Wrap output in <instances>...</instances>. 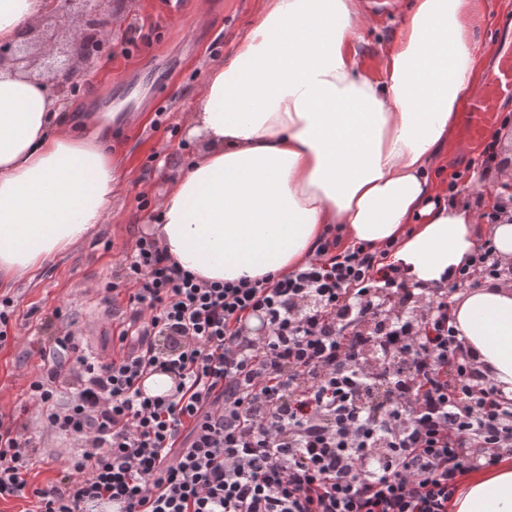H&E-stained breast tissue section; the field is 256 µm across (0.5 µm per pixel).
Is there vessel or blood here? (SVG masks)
Returning a JSON list of instances; mask_svg holds the SVG:
<instances>
[{"label":"vessel or blood","mask_w":512,"mask_h":512,"mask_svg":"<svg viewBox=\"0 0 512 512\" xmlns=\"http://www.w3.org/2000/svg\"><path fill=\"white\" fill-rule=\"evenodd\" d=\"M500 42L502 48L485 73L482 93L468 97L464 105L471 114L470 124L477 139L496 122L502 104L512 101V19H502Z\"/></svg>","instance_id":"vessel-or-blood-1"}]
</instances>
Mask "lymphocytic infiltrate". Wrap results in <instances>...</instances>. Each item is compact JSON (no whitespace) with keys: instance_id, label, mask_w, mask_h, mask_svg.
Listing matches in <instances>:
<instances>
[{"instance_id":"1","label":"lymphocytic infiltrate","mask_w":512,"mask_h":512,"mask_svg":"<svg viewBox=\"0 0 512 512\" xmlns=\"http://www.w3.org/2000/svg\"><path fill=\"white\" fill-rule=\"evenodd\" d=\"M335 233L300 269L206 282L139 237L122 283L133 318L117 358L73 333L29 385L48 425L80 440L58 483L31 487V439L0 425V499L36 512H448L466 473L512 455V397L476 369L447 289L399 317L406 271ZM507 270L484 240L455 287ZM376 346L374 361L360 350ZM80 388L58 399L67 357ZM160 372L173 384L147 393ZM385 454L369 463V449Z\"/></svg>"}]
</instances>
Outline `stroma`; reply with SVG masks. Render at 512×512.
Masks as SVG:
<instances>
[{
    "label": "stroma",
    "instance_id": "35a3bbf8",
    "mask_svg": "<svg viewBox=\"0 0 512 512\" xmlns=\"http://www.w3.org/2000/svg\"><path fill=\"white\" fill-rule=\"evenodd\" d=\"M484 20L476 31L483 47L482 68L498 50L495 21L512 15V0H477ZM263 0H102V13L113 20L112 41L103 54L83 57L72 44V28L83 26L79 0L68 16L42 22L53 50L72 62L74 90L62 102L67 120L92 121L100 101L120 98L125 83L138 78L147 102L112 128V157L117 164L112 211L92 236L50 259L34 277L0 287L14 313L8 339L0 344V422L32 438L37 446L29 481L44 488L60 478L74 438L48 428L41 410L28 399L30 379L52 356L53 340L65 332L81 336L86 349L101 355L119 351L117 336L130 310L127 290L106 291L118 281L140 235L149 233L154 207L170 179L198 149L186 127V111L197 100L209 70L233 57L238 40L256 22ZM398 9H378L356 49L364 67L396 37ZM135 37L131 56L121 50ZM483 142L470 141L464 113H457L447 144L429 175L436 194L474 205L478 193L458 182L454 172L481 169Z\"/></svg>",
    "mask_w": 512,
    "mask_h": 512
}]
</instances>
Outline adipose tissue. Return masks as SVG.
Listing matches in <instances>:
<instances>
[{
    "label": "adipose tissue",
    "mask_w": 512,
    "mask_h": 512,
    "mask_svg": "<svg viewBox=\"0 0 512 512\" xmlns=\"http://www.w3.org/2000/svg\"><path fill=\"white\" fill-rule=\"evenodd\" d=\"M49 12V0H0V44ZM368 23L362 0H264L188 110L203 145L151 228L172 263L207 281L286 274L332 224L351 243H394L389 262L422 286L468 261L481 218L434 202L428 171L462 95L480 91L476 0H410L371 75L353 49ZM106 140L64 125L46 81L0 70V278L34 273L106 221ZM452 313L469 353L512 393V290L472 289ZM452 512H512V464L469 479Z\"/></svg>",
    "instance_id": "1"
}]
</instances>
